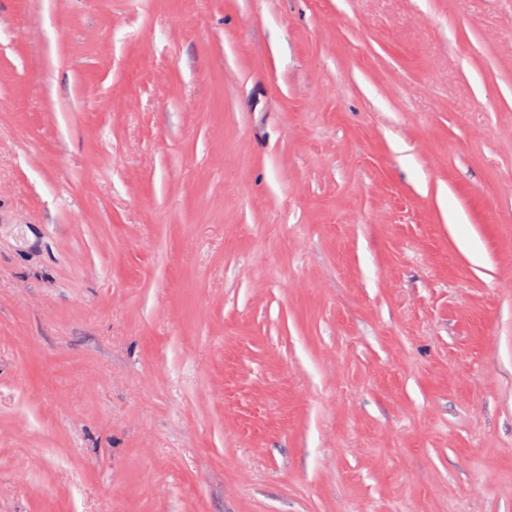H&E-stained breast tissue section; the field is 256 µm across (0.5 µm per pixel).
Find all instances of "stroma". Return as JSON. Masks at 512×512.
Segmentation results:
<instances>
[{
    "mask_svg": "<svg viewBox=\"0 0 512 512\" xmlns=\"http://www.w3.org/2000/svg\"><path fill=\"white\" fill-rule=\"evenodd\" d=\"M0 512H512V0H0Z\"/></svg>",
    "mask_w": 512,
    "mask_h": 512,
    "instance_id": "stroma-1",
    "label": "stroma"
}]
</instances>
